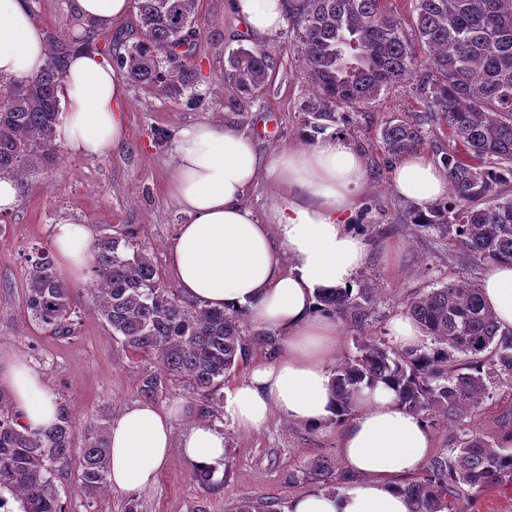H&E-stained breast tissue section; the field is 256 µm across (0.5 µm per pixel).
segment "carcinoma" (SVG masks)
Listing matches in <instances>:
<instances>
[{"label":"carcinoma","instance_id":"carcinoma-1","mask_svg":"<svg viewBox=\"0 0 512 512\" xmlns=\"http://www.w3.org/2000/svg\"><path fill=\"white\" fill-rule=\"evenodd\" d=\"M141 38L113 58L124 77L176 98L194 86L188 56L198 0H134ZM414 37L384 0H305L296 19L299 70L309 88L301 110L306 140L349 121L390 88L415 82L424 111L398 113L380 129L386 167L420 151L427 128L444 124L448 149L439 162L448 177V197L424 213L405 207V223L431 230L459 244L468 272L481 263L512 262V198L501 186L512 181V0H414ZM91 31L56 40L45 67L23 82L0 80V175L17 181L36 164L58 159L56 126L64 59L92 48ZM426 53L416 71V49ZM274 65L261 46L239 48L228 57L224 88L235 107L259 94ZM117 230L95 239L88 288L59 277L52 255L35 247L26 258L25 299L30 320L53 340L75 334L78 308L88 307L112 329V336L148 362L140 393L152 399L174 380H184L205 398L199 412L217 411L214 395L248 347L244 309L224 311L186 300L165 283L150 251ZM381 294L370 282L356 288L323 289L318 310L354 334L356 352L333 369L337 400L332 423L355 413L358 394L382 382L398 405L434 428L462 422L492 390L512 386V328L499 325L469 277L411 294L405 309L429 343L420 349L389 345L370 332ZM111 414L98 412L86 423L83 446L73 441V422L61 410L57 423L29 430L18 422L10 396L0 392V505L4 494L20 512H62L53 474L75 464L89 492L110 487ZM308 478L334 492L348 476L328 459L311 462ZM512 486V447L471 434L449 454L431 459L415 481L404 485L411 512H453L459 485Z\"/></svg>","mask_w":512,"mask_h":512}]
</instances>
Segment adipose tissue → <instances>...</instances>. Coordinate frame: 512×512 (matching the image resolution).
Masks as SVG:
<instances>
[{
  "mask_svg": "<svg viewBox=\"0 0 512 512\" xmlns=\"http://www.w3.org/2000/svg\"><path fill=\"white\" fill-rule=\"evenodd\" d=\"M132 0H72L91 28H111L132 10ZM301 0H234V9L257 38L277 34ZM46 62V34L27 0H0V79L23 82ZM65 112L60 135L72 153L100 156L125 134L124 77L99 54L77 52L62 78ZM280 194L266 217L244 202L258 178ZM368 181L361 153L342 134L324 132L306 148L294 146L258 159L246 133L222 122L180 130L174 146L170 191L186 215L167 258L185 298L220 310L244 309L261 327L283 331L280 355L253 364L245 380L225 386L222 424L196 423L184 436L185 454L198 466L224 461V425L249 431L273 413L318 428L335 416L327 365L345 342L340 325L316 312L322 288H352L367 258L363 238L351 228ZM392 186L402 199L428 209L448 194L441 165L422 154L393 166ZM93 230L87 224L54 225L58 272L81 280L90 265ZM502 326L512 327V264H490L480 282ZM0 389L12 398L23 426L56 422L60 403L41 374L16 355H0ZM173 443L171 416L140 402L115 417L109 430L113 488L152 487ZM433 439L420 419L396 403L385 384L363 390L347 422L340 450L359 482L333 493L295 497L288 512H410L400 477L426 464Z\"/></svg>",
  "mask_w": 512,
  "mask_h": 512,
  "instance_id": "obj_1",
  "label": "adipose tissue"
}]
</instances>
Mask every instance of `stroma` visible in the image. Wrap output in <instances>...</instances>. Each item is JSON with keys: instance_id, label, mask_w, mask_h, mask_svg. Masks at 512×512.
I'll return each mask as SVG.
<instances>
[{"instance_id": "1", "label": "stroma", "mask_w": 512, "mask_h": 512, "mask_svg": "<svg viewBox=\"0 0 512 512\" xmlns=\"http://www.w3.org/2000/svg\"><path fill=\"white\" fill-rule=\"evenodd\" d=\"M28 2L48 37L83 33L85 24L73 13L71 0ZM195 26L199 36L189 62L198 76L197 104L190 106L185 98H168L150 87L127 83L124 141L101 157L61 149L57 163L36 168L19 183L17 206L0 213V352L24 358L42 373L71 416L78 445L92 414L106 410L116 416L140 402L146 364L114 340L111 328L90 309H81L75 335L67 341L51 340L31 323L25 302V257L30 247L50 246L52 227L62 221L92 225L98 236L131 230L136 242L153 254L159 273H166L177 226L185 221L169 193L174 145L182 128L211 121L233 124L255 139L262 156L305 144L301 104L308 87L294 52V20L260 42L275 55V65L265 88L238 111L224 106L227 57L232 50L258 42L232 13L230 0H199ZM422 108L413 86L400 85L352 113L350 121L335 125L368 164L369 178L354 228L367 243V259L358 279L374 282L381 291L372 322V331L379 336L387 335L391 318L403 311L408 295L453 282L462 274L452 241L405 224L406 202L393 193L392 171L383 162L382 123L393 113ZM199 401L182 381L173 382L156 398V405L172 415L175 444L156 483L139 492L140 512H235L245 498L274 503L284 512L293 498L318 488L305 476L309 461L325 456L337 467L345 465L340 425L311 431L276 413L258 431L225 426L224 465L213 471L209 484H198L192 477L195 466L180 441L196 422ZM511 426L512 391L492 390L463 424L444 423L433 429L431 453L437 456L456 447L462 429L496 436ZM54 484L63 512H124L127 492L115 489L88 495L74 467L56 470ZM455 504L459 512H512V487L470 489Z\"/></svg>"}]
</instances>
